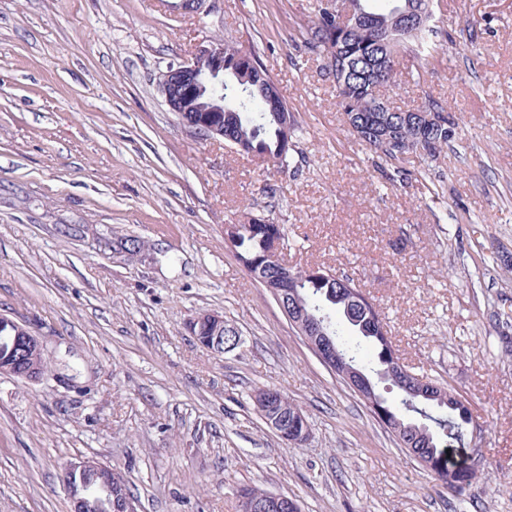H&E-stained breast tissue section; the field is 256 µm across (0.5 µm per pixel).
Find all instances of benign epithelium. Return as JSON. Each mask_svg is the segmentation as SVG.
<instances>
[{"label": "benign epithelium", "instance_id": "benign-epithelium-1", "mask_svg": "<svg viewBox=\"0 0 512 512\" xmlns=\"http://www.w3.org/2000/svg\"><path fill=\"white\" fill-rule=\"evenodd\" d=\"M159 88L170 111L181 124L209 138L224 137V41L207 40L198 43L189 58L170 66L161 74ZM256 280L271 292L278 305L282 289L291 288L298 280L297 272L289 270L277 282H269L256 274ZM309 348L320 361L332 368L337 351L332 340L322 335L321 327L298 309L286 313ZM224 315L202 312L190 323L189 329L203 331L202 346L223 353L220 344L224 335ZM44 341L35 336L22 322L0 316V374L28 380H39L46 372L43 356ZM123 476L93 457L77 456L63 465V483L71 501V512H97L106 507L111 512H137L135 503L126 497H112V485L121 483ZM291 497L269 494L249 503L250 512H286Z\"/></svg>", "mask_w": 512, "mask_h": 512}]
</instances>
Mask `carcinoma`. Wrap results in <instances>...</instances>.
<instances>
[{
    "mask_svg": "<svg viewBox=\"0 0 512 512\" xmlns=\"http://www.w3.org/2000/svg\"><path fill=\"white\" fill-rule=\"evenodd\" d=\"M374 0H350L354 19L345 24L331 12L330 0H313L311 11L299 28L295 47L299 52L324 60L323 73L331 81L337 111L364 120L355 135L380 158L400 161L414 154L434 158L460 141L458 122L421 132L413 125L411 113L396 111L376 93L384 81L392 91L401 89L396 72L398 58L411 56L417 61L415 85H420L430 58L440 49L436 25L422 23L403 33L389 31L388 22L396 15L422 9L424 0H386L385 10L377 12ZM288 103L256 51L232 41H224V142L236 149L243 143L254 152L261 166L276 173L288 172L293 158V117L285 116ZM240 230L230 244L245 269L262 265L275 275L284 264L280 254L271 251L272 241L285 239V226L268 215L245 212L237 220ZM298 294L305 309L322 318L327 335L336 342L339 363L335 373L343 377L348 369L359 368L376 378L399 357L388 336L387 324L374 303L354 280L329 270L324 279L299 281ZM382 384L397 390L388 400L379 384H372L371 412L390 433L399 448H411L410 456L433 475L446 477L448 489L463 491L477 477L448 466L446 449L461 444L473 432L470 408L459 404L458 393L432 382L444 400L426 399L409 391L397 377ZM281 398L286 415L293 417L299 406L278 389L258 387L253 401L259 403L269 393Z\"/></svg>",
    "mask_w": 512,
    "mask_h": 512,
    "instance_id": "obj_1",
    "label": "carcinoma"
}]
</instances>
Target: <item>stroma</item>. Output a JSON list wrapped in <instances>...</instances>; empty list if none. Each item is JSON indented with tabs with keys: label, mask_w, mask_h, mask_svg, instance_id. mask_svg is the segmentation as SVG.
<instances>
[{
	"label": "stroma",
	"mask_w": 512,
	"mask_h": 512,
	"mask_svg": "<svg viewBox=\"0 0 512 512\" xmlns=\"http://www.w3.org/2000/svg\"><path fill=\"white\" fill-rule=\"evenodd\" d=\"M311 0H0V315L44 338L47 380L0 375V512H70L62 464L121 472L138 512H238L255 485L302 512H512V0H433L453 44L393 106L445 101L461 141L380 158L344 124L320 58L288 35ZM220 38L254 48L297 121L301 164L273 175L183 127L158 87ZM408 179L396 178V169ZM285 225L289 266L353 277L413 372L468 401L454 493L406 456L238 261L225 224ZM133 237L137 257L112 252ZM216 311L241 343L188 329ZM305 413L289 445L250 399Z\"/></svg>",
	"instance_id": "1"
}]
</instances>
